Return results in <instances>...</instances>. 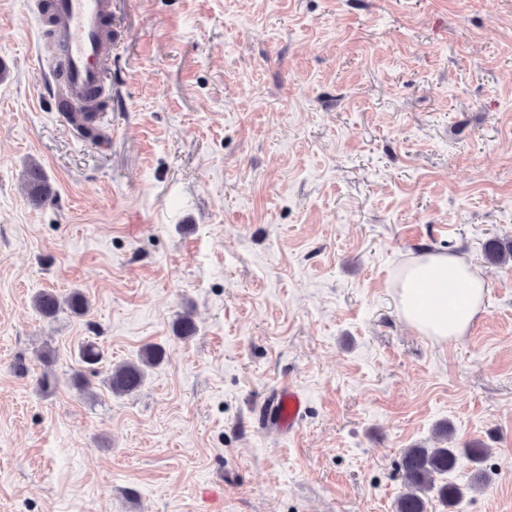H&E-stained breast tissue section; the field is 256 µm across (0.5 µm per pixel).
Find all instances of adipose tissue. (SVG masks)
<instances>
[{
	"label": "adipose tissue",
	"instance_id": "obj_1",
	"mask_svg": "<svg viewBox=\"0 0 512 512\" xmlns=\"http://www.w3.org/2000/svg\"><path fill=\"white\" fill-rule=\"evenodd\" d=\"M396 294L408 325L429 338L451 341L465 336L484 311L487 288L464 256L428 251L403 268Z\"/></svg>",
	"mask_w": 512,
	"mask_h": 512
}]
</instances>
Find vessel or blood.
Wrapping results in <instances>:
<instances>
[{"mask_svg": "<svg viewBox=\"0 0 512 512\" xmlns=\"http://www.w3.org/2000/svg\"><path fill=\"white\" fill-rule=\"evenodd\" d=\"M38 23L46 24L61 70L47 67L48 88L60 92L70 111H89L93 93H106L105 60L112 52L102 23L112 0H32ZM306 405L304 393L292 384L280 385L263 402L262 425L282 434L296 432Z\"/></svg>", "mask_w": 512, "mask_h": 512, "instance_id": "b4317fda", "label": "vessel or blood"}]
</instances>
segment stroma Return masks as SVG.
Here are the masks:
<instances>
[{
    "label": "stroma",
    "instance_id": "35a3bbf8",
    "mask_svg": "<svg viewBox=\"0 0 512 512\" xmlns=\"http://www.w3.org/2000/svg\"><path fill=\"white\" fill-rule=\"evenodd\" d=\"M37 29L0 0V512H395L443 424L488 480L427 512H512V262L483 249L512 241V0H113L103 146L46 102ZM427 250L486 282L460 339L400 316ZM75 289L86 317L32 306ZM288 380L298 430H262ZM23 180L28 188L29 200L40 205L52 200L55 191L52 188L43 168L37 163H31L23 172ZM165 356L162 347L145 345L138 361H128L111 369L107 378V386L112 393L130 394L137 391L143 384L145 368L160 363Z\"/></svg>",
    "mask_w": 512,
    "mask_h": 512
}]
</instances>
